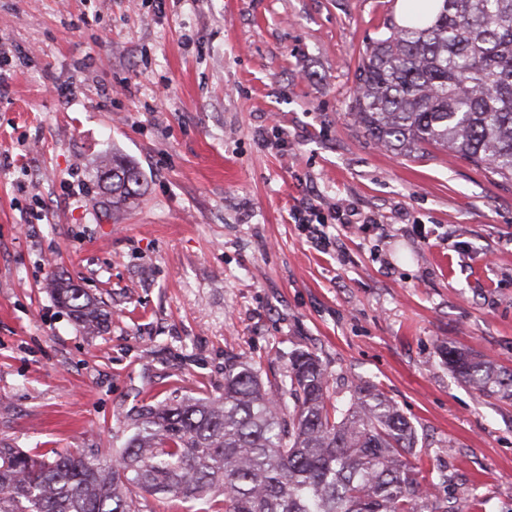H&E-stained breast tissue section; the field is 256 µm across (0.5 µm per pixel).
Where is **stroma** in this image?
Here are the masks:
<instances>
[{
	"mask_svg": "<svg viewBox=\"0 0 512 512\" xmlns=\"http://www.w3.org/2000/svg\"><path fill=\"white\" fill-rule=\"evenodd\" d=\"M400 0H0V443L123 447L143 405L317 356L328 398L378 388L416 431L419 481L512 512V402L441 350L512 369V182L442 148L403 155L350 111L359 54ZM288 135L279 143L278 131ZM136 163L113 208L100 157ZM318 206L328 249L293 210ZM375 216L336 224L337 207ZM110 313L83 333L44 286Z\"/></svg>",
	"mask_w": 512,
	"mask_h": 512,
	"instance_id": "obj_1",
	"label": "stroma"
}]
</instances>
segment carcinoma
Wrapping results in <instances>:
<instances>
[{"label": "carcinoma", "instance_id": "1", "mask_svg": "<svg viewBox=\"0 0 512 512\" xmlns=\"http://www.w3.org/2000/svg\"><path fill=\"white\" fill-rule=\"evenodd\" d=\"M407 5L357 69L353 112L384 147H441L512 181V0ZM98 181L115 208L140 196L131 161L104 157ZM45 288L84 332H101L104 302L52 274ZM449 370L480 396L512 402V370L449 348ZM328 376L310 352L268 384L245 361L224 362V397L142 407L109 460L80 452L38 458L0 445V512H142L159 494L220 498L208 512H462L432 498L404 462L415 432L375 386L327 403Z\"/></svg>", "mask_w": 512, "mask_h": 512}]
</instances>
